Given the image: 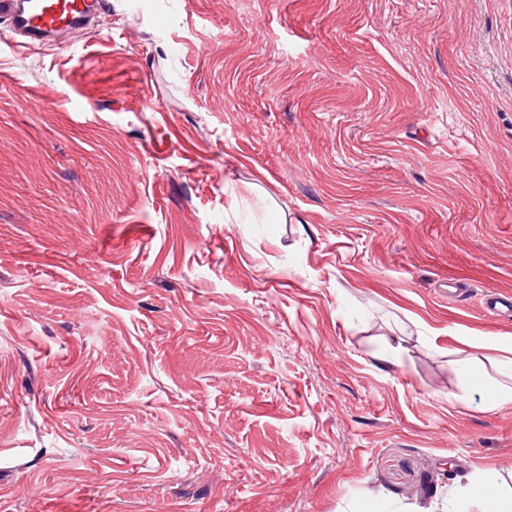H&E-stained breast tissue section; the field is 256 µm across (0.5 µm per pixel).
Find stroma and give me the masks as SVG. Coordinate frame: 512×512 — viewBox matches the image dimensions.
I'll use <instances>...</instances> for the list:
<instances>
[{"mask_svg":"<svg viewBox=\"0 0 512 512\" xmlns=\"http://www.w3.org/2000/svg\"><path fill=\"white\" fill-rule=\"evenodd\" d=\"M512 0H112L0 39V512L512 498ZM454 371L467 378L469 385L482 392L486 397V405L494 409L500 404L512 402V385L499 381H490L472 371L470 356L458 358L453 362ZM467 495L477 509L476 512H511V505L503 502L497 486L491 477L474 481L468 485Z\"/></svg>","mask_w":512,"mask_h":512,"instance_id":"1","label":"stroma"}]
</instances>
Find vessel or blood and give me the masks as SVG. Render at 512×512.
Segmentation results:
<instances>
[{"mask_svg": "<svg viewBox=\"0 0 512 512\" xmlns=\"http://www.w3.org/2000/svg\"><path fill=\"white\" fill-rule=\"evenodd\" d=\"M109 7V0H0V18L8 23L11 37L50 43Z\"/></svg>", "mask_w": 512, "mask_h": 512, "instance_id": "vessel-or-blood-1", "label": "vessel or blood"}]
</instances>
